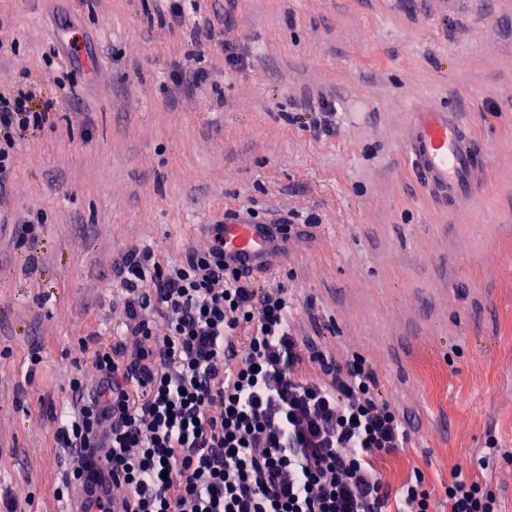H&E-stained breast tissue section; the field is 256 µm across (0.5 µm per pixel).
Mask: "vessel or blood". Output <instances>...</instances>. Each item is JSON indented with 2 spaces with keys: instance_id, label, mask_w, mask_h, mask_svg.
Returning <instances> with one entry per match:
<instances>
[{
  "instance_id": "b4317fda",
  "label": "vessel or blood",
  "mask_w": 512,
  "mask_h": 512,
  "mask_svg": "<svg viewBox=\"0 0 512 512\" xmlns=\"http://www.w3.org/2000/svg\"><path fill=\"white\" fill-rule=\"evenodd\" d=\"M406 153L439 201L456 202L474 195L482 159L469 130L454 113L439 109L414 113ZM224 250L229 256L249 259L255 269L267 266V248L258 225H225ZM106 494V489L97 485L79 487L72 512H89L96 499Z\"/></svg>"
}]
</instances>
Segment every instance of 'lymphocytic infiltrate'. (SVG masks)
Returning a JSON list of instances; mask_svg holds the SVG:
<instances>
[{
  "label": "lymphocytic infiltrate",
  "instance_id": "obj_1",
  "mask_svg": "<svg viewBox=\"0 0 512 512\" xmlns=\"http://www.w3.org/2000/svg\"><path fill=\"white\" fill-rule=\"evenodd\" d=\"M33 98L0 94V197L49 120ZM206 238L174 262L136 246L114 260L124 319L92 347L98 382L70 377V410L49 414L68 458L55 497L97 469L114 490L98 512H434L421 471L382 479L413 426L365 360L299 336L284 286L225 256L223 222ZM444 496L448 512H497L474 477Z\"/></svg>",
  "mask_w": 512,
  "mask_h": 512
}]
</instances>
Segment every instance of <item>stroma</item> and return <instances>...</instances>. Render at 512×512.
I'll list each match as a JSON object with an SVG mask.
<instances>
[{"label": "stroma", "mask_w": 512, "mask_h": 512, "mask_svg": "<svg viewBox=\"0 0 512 512\" xmlns=\"http://www.w3.org/2000/svg\"><path fill=\"white\" fill-rule=\"evenodd\" d=\"M192 4L172 29L165 0H0V92L54 103L0 199V493L17 512L67 510L42 404H66L73 374L95 386L86 343L123 320L117 255L181 258L250 208L316 218L282 225L257 279L283 283L299 334L365 359L411 417L385 480L421 468L448 512L460 470L512 512V0H237L221 24L224 0ZM208 24L213 38L193 40ZM228 43L248 57L232 75ZM178 66L208 79L176 85ZM321 93L341 119L318 139L301 108ZM435 108L484 157L477 193L448 205L405 153L414 112ZM27 221L36 242L11 234Z\"/></svg>", "instance_id": "35a3bbf8"}]
</instances>
